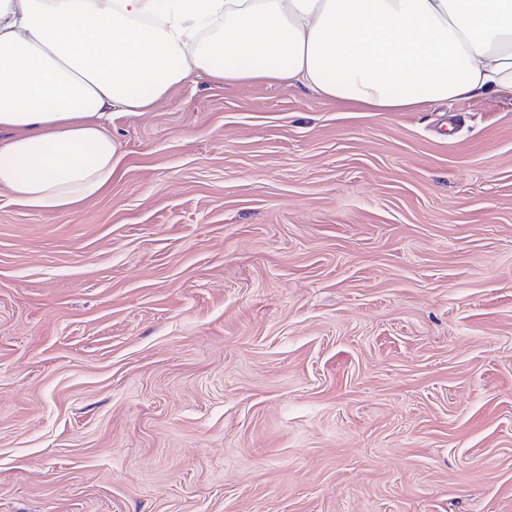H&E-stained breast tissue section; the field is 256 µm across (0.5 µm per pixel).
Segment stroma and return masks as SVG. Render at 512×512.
I'll return each mask as SVG.
<instances>
[{"instance_id": "stroma-1", "label": "stroma", "mask_w": 512, "mask_h": 512, "mask_svg": "<svg viewBox=\"0 0 512 512\" xmlns=\"http://www.w3.org/2000/svg\"><path fill=\"white\" fill-rule=\"evenodd\" d=\"M111 185L0 192V512H512V94L113 114Z\"/></svg>"}]
</instances>
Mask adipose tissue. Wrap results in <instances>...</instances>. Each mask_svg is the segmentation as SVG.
Returning <instances> with one entry per match:
<instances>
[{
    "label": "adipose tissue",
    "mask_w": 512,
    "mask_h": 512,
    "mask_svg": "<svg viewBox=\"0 0 512 512\" xmlns=\"http://www.w3.org/2000/svg\"><path fill=\"white\" fill-rule=\"evenodd\" d=\"M197 77L378 112L512 92V0H0V190L37 212L100 194L112 114Z\"/></svg>",
    "instance_id": "adipose-tissue-1"
}]
</instances>
